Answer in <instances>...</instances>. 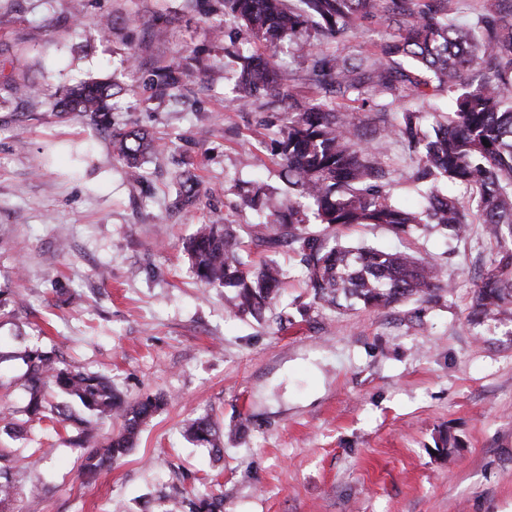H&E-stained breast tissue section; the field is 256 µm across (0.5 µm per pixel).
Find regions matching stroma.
<instances>
[{
    "label": "stroma",
    "mask_w": 512,
    "mask_h": 512,
    "mask_svg": "<svg viewBox=\"0 0 512 512\" xmlns=\"http://www.w3.org/2000/svg\"><path fill=\"white\" fill-rule=\"evenodd\" d=\"M256 49L224 0H0V412L22 418L20 356L36 346L107 377L126 403L167 399L132 452L89 484L75 429L0 421V448L20 455L9 512H165L175 487L222 495L224 512H512V322L468 321L497 251L482 225L449 242L337 229L349 245L444 256L454 288L432 302L309 309L286 251L283 324L233 315L227 292L197 282L184 250L196 225L263 223L262 200L243 204V192L287 191L266 98L236 103L241 60ZM173 61L181 88L144 90ZM307 64L292 47L276 58L299 100L311 96ZM19 71L39 97L8 91ZM107 77L121 88L111 127L169 143L138 181L113 156L111 127L54 110L59 88ZM387 163L395 200L417 207L408 151L391 143ZM184 170L199 181L191 204L177 194ZM203 415L246 421L223 458L182 435ZM444 434L454 447H440ZM34 448L51 454L29 463Z\"/></svg>",
    "instance_id": "stroma-1"
}]
</instances>
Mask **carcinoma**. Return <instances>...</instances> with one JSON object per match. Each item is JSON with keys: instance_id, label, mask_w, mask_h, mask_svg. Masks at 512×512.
Returning a JSON list of instances; mask_svg holds the SVG:
<instances>
[{"instance_id": "cac0c4a2", "label": "carcinoma", "mask_w": 512, "mask_h": 512, "mask_svg": "<svg viewBox=\"0 0 512 512\" xmlns=\"http://www.w3.org/2000/svg\"><path fill=\"white\" fill-rule=\"evenodd\" d=\"M224 0L230 15L252 34L263 52L244 58L237 77L241 100L257 95L272 104L288 101L272 156L299 201L282 209L268 205L264 224H251L247 235L265 258L252 265L243 256L239 229L232 224H199L185 250L196 279L232 292L234 314L258 320L277 305L285 270L277 255L287 249L305 269L311 307L360 306L386 309L410 300L430 302L450 288L446 266L407 251L368 245L346 246L336 229L353 225L385 228L398 237L432 230L445 240L461 238L477 218L498 246L496 257L473 292L471 314L481 322L512 317V0H481L474 16L461 22L453 0ZM389 29L379 50L361 56L331 54V42L360 34L371 22ZM314 28L318 42L302 38ZM285 41L307 49L304 81L314 93L332 94L355 103L327 108L314 100L286 98L268 50ZM181 85L180 67L152 71L151 86L167 92ZM112 79L80 81L66 87L56 103L59 113H73L99 124L112 111ZM448 93L449 112L433 113L430 124L420 112L381 136L395 138L415 155L411 181L422 204L404 209L393 199L392 172L381 160L383 147L361 141L359 125L345 111L368 112L375 98L404 96L429 100ZM489 145H484L483 141ZM113 152L139 178L141 162L155 149L149 135L131 129L112 132ZM183 198L198 195L194 175L179 182ZM460 186L473 189L468 199ZM318 228H312V225ZM30 398L26 416L45 412L44 391L55 388L78 401L99 419L124 418V431L98 447L85 439L81 472L94 479L128 454L142 424L165 403L148 397L127 405L110 382L95 373L62 368L56 352L35 349L24 357ZM185 436L216 455L224 452V433L207 416L189 420ZM18 459L0 448V505L12 500V470ZM174 512H223L218 495L175 493Z\"/></svg>"}]
</instances>
